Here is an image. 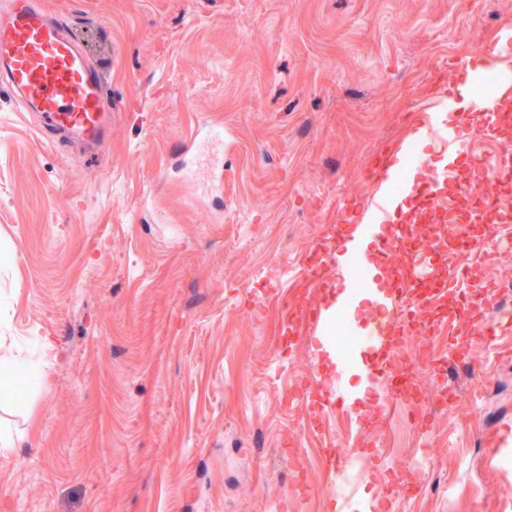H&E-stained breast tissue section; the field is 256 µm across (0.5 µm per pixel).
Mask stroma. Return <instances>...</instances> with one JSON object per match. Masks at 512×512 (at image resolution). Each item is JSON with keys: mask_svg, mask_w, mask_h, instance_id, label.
I'll return each instance as SVG.
<instances>
[{"mask_svg": "<svg viewBox=\"0 0 512 512\" xmlns=\"http://www.w3.org/2000/svg\"><path fill=\"white\" fill-rule=\"evenodd\" d=\"M105 72L119 110L99 156L51 146L0 102V336L38 347L48 381L24 389L22 434L0 451V512H344L322 493L324 449L382 444L357 484L401 512H512V457L488 437L512 420V330L472 341L429 299L439 354L469 337L481 374L440 411L417 377L408 407L314 415L336 380L311 341L282 344L284 287L340 206L372 190L371 152L414 143L449 59L512 28V0H47ZM224 126L223 190L175 150ZM432 469L414 467L418 449Z\"/></svg>", "mask_w": 512, "mask_h": 512, "instance_id": "obj_1", "label": "stroma"}]
</instances>
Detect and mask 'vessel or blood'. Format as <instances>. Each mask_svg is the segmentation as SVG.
I'll return each instance as SVG.
<instances>
[{
    "instance_id": "vessel-or-blood-1",
    "label": "vessel or blood",
    "mask_w": 512,
    "mask_h": 512,
    "mask_svg": "<svg viewBox=\"0 0 512 512\" xmlns=\"http://www.w3.org/2000/svg\"><path fill=\"white\" fill-rule=\"evenodd\" d=\"M511 59L510 33L487 51L461 62H449L444 89L451 92L459 85H472L491 62ZM0 90L16 111L36 113L42 130L59 138H76L96 147L111 131L113 109L107 102L109 92L99 67L71 26L47 10L42 0H0ZM472 103L468 111L454 110L450 102L440 98L428 104L429 116L420 121L415 135L432 146L443 162L434 165L416 157L419 176L408 193L412 206L405 215H398V194L391 189L405 150L382 149L368 160L365 179L378 186L362 203L370 221L351 225L341 256L336 253L335 226H325L320 253L305 257L301 272L302 285L314 289L320 298L284 307L282 334L313 330L319 332L320 343L329 347L334 343L335 319L355 309L361 300H370L375 309L382 311L408 310L412 292L426 280L429 264L401 268L395 281L386 284L373 276L360 283L353 275L354 267L367 265L369 256L398 249L399 224H419L428 215H435L437 223L445 225L449 243L456 245L460 242V222L479 224L490 215L501 223L512 222V207L500 206L494 200L478 198L473 212L463 216L447 203L449 188L459 185L463 178L489 175L500 182L512 177L511 151H503L489 164L472 160L465 151L475 122L500 135L512 131V109L506 108L501 98L490 95H474ZM359 330L361 342L336 362L335 386L310 400L311 409L321 412L335 405L347 408L356 404L360 394L345 382L356 372L361 373L373 399H388L389 391L382 386L385 376L381 365L407 328L401 322L367 323Z\"/></svg>"
}]
</instances>
